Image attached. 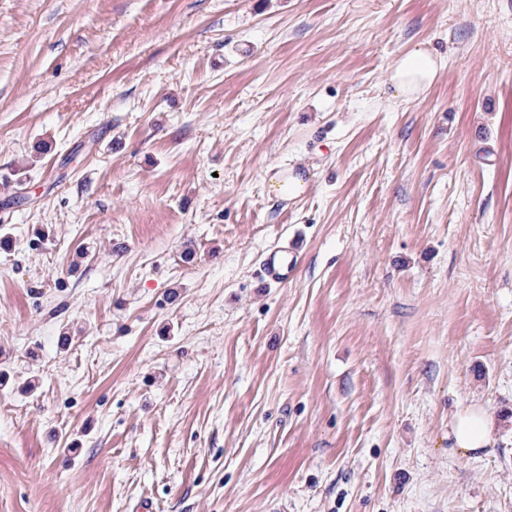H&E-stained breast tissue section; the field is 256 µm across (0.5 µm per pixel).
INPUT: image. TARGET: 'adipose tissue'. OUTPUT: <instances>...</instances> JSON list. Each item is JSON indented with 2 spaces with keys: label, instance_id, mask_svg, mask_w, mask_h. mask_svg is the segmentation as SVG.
I'll use <instances>...</instances> for the list:
<instances>
[{
  "label": "adipose tissue",
  "instance_id": "adipose-tissue-1",
  "mask_svg": "<svg viewBox=\"0 0 512 512\" xmlns=\"http://www.w3.org/2000/svg\"><path fill=\"white\" fill-rule=\"evenodd\" d=\"M444 66L442 55L425 45H416L398 57L392 65L395 96L403 100L424 96L433 86ZM499 424L494 416L479 406L461 411L450 426L453 453L467 456L495 442Z\"/></svg>",
  "mask_w": 512,
  "mask_h": 512
}]
</instances>
